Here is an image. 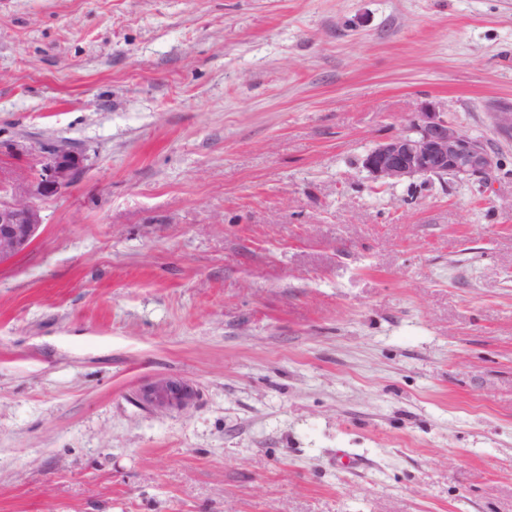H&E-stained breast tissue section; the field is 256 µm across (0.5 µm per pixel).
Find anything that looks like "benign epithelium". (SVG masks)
I'll list each match as a JSON object with an SVG mask.
<instances>
[{
    "mask_svg": "<svg viewBox=\"0 0 512 512\" xmlns=\"http://www.w3.org/2000/svg\"><path fill=\"white\" fill-rule=\"evenodd\" d=\"M498 162L487 142L465 133L446 113L425 103L409 116L407 130L378 141L363 158V167L377 181H401L416 175L463 177L485 187ZM84 168L82 156L66 145L48 142L37 165L9 179H0V262L26 252L44 224L37 199L57 196ZM197 390L175 377L159 376L138 393V402L157 412L188 408Z\"/></svg>",
    "mask_w": 512,
    "mask_h": 512,
    "instance_id": "1",
    "label": "benign epithelium"
}]
</instances>
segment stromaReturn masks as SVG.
<instances>
[{"instance_id": "1", "label": "stroma", "mask_w": 512, "mask_h": 512, "mask_svg": "<svg viewBox=\"0 0 512 512\" xmlns=\"http://www.w3.org/2000/svg\"><path fill=\"white\" fill-rule=\"evenodd\" d=\"M487 187L362 159L421 103ZM512 0H0V512H512ZM192 383L187 410L135 391ZM84 168L82 156L66 145L48 142L37 165L0 179V262L26 252L44 224L36 199H49L71 186ZM197 396V390L180 378L159 376L138 393V402L157 412L181 411L188 408Z\"/></svg>"}]
</instances>
